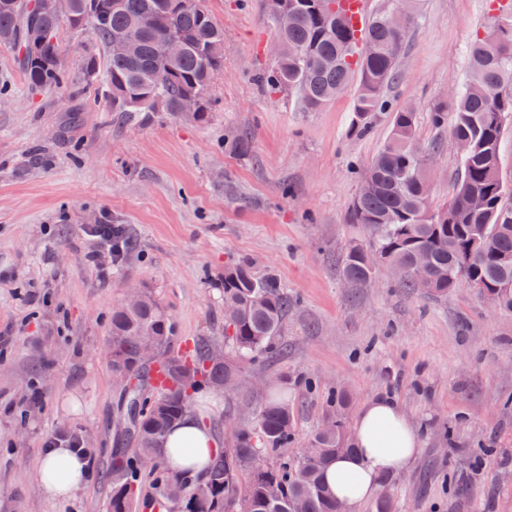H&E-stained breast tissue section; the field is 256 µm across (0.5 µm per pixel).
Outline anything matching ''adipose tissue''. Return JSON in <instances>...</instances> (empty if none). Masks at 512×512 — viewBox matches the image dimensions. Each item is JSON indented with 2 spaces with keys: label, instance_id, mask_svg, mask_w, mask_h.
Returning <instances> with one entry per match:
<instances>
[{
  "label": "adipose tissue",
  "instance_id": "obj_1",
  "mask_svg": "<svg viewBox=\"0 0 512 512\" xmlns=\"http://www.w3.org/2000/svg\"><path fill=\"white\" fill-rule=\"evenodd\" d=\"M217 397L203 393L201 407L187 412L168 436L163 459L173 473L202 475L220 442L205 422L206 411ZM351 452L330 461L325 479L347 512L361 506L380 491V478L404 472L420 450V434L402 406L391 396L364 403L354 422ZM36 475L50 498L66 500L82 489L89 471L85 457L64 445L44 449Z\"/></svg>",
  "mask_w": 512,
  "mask_h": 512
}]
</instances>
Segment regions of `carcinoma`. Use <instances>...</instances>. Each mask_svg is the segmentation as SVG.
<instances>
[{
	"instance_id": "cac0c4a2",
	"label": "carcinoma",
	"mask_w": 512,
	"mask_h": 512,
	"mask_svg": "<svg viewBox=\"0 0 512 512\" xmlns=\"http://www.w3.org/2000/svg\"><path fill=\"white\" fill-rule=\"evenodd\" d=\"M270 19L287 10L293 19L274 26L281 53L261 82L273 92H293L301 110L323 108L351 83H356L357 121L364 131L374 113L389 108L385 90L397 77V63L408 30L396 31L387 23L397 0L374 14L356 32L344 6L327 8V0H265ZM77 31L90 30L96 49L83 59L84 94L99 73H104L112 111L121 119L149 120L156 112L182 117L181 103L188 94L199 99L194 119L208 107L209 89L224 73V28L209 8L208 0H69L67 15L45 12L40 0H0V46L17 51L19 66L32 91L68 83L62 68L58 36L61 21ZM496 28L501 39L491 43L476 39L470 50V73L448 108L432 112L434 127L441 128L452 114L450 136L471 143L460 157L448 205L435 208L427 185L428 166L440 152L437 140L416 144L417 113L410 107L392 112L389 136L360 177V189L350 213L355 224L367 226L372 245L349 246L340 263V277L361 285L374 276L376 266L366 253L376 251L382 262L398 268L401 287H419L426 276L425 292L445 297L460 281L493 288L499 306L512 312V205L505 196L512 187L503 180L500 153L504 129L512 124V16ZM137 32L130 55H115L113 39ZM178 38L183 52L170 57L166 42ZM369 49L361 51V41ZM485 239L473 251L474 234ZM224 307L237 311L224 321V351L209 342L182 358L170 355L161 371L154 397L138 401L136 426L129 441L133 452L112 450L108 471L111 484L109 512H132L141 476L152 478L150 502L165 512H288L293 501L302 512H336L338 500L323 481L324 466L336 457L344 422L332 418L320 427L294 459L276 465L264 463L280 455L291 442L294 411L288 400L274 392L255 410L249 423L231 427L229 448L218 455L207 473L191 480L169 472L163 465L169 427L196 403L202 387L218 388L224 379L258 359L284 353L278 343L291 301L273 275L259 277L242 262L224 270ZM175 327L168 310L148 292L135 307L112 308V371L121 370L141 382L153 367L145 361L141 338L150 336L171 347ZM143 457L157 460L146 472Z\"/></svg>"
}]
</instances>
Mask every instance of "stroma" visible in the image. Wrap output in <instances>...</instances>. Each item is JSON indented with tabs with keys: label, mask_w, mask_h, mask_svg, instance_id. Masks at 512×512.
Wrapping results in <instances>:
<instances>
[{
	"label": "stroma",
	"mask_w": 512,
	"mask_h": 512,
	"mask_svg": "<svg viewBox=\"0 0 512 512\" xmlns=\"http://www.w3.org/2000/svg\"><path fill=\"white\" fill-rule=\"evenodd\" d=\"M224 28V74L204 120L155 113L112 120L103 84L87 99L71 88L95 42L61 24L70 83L29 91L13 50L0 46V512H107L109 459L126 441L121 389L104 358L112 308L145 288L170 312L172 350L224 342L221 282L248 261L274 275L293 304L286 355L256 363L247 395L225 396L220 430L250 419L273 389L294 411L289 454L332 416L353 425L362 403L397 399L421 433L407 473L383 481L393 512H512V313L467 284L443 299L407 292L378 265L375 287L340 277L349 245H369L350 219L360 173L384 144L390 115L352 133L356 85L314 112L294 93H271L274 29L262 0H210ZM420 14L386 90L413 107L420 145L442 144L432 201L448 200L458 168L447 129L430 115L467 77L473 41L512 0H420ZM248 154L234 152L243 132ZM123 225L133 248L120 261L86 228ZM80 434L98 466L66 501L45 497L36 462L46 437Z\"/></svg>",
	"instance_id": "obj_1"
}]
</instances>
